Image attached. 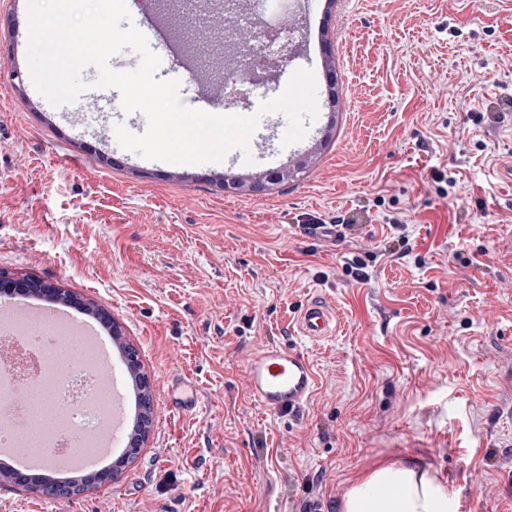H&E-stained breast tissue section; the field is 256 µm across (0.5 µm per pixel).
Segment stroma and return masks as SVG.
Returning a JSON list of instances; mask_svg holds the SVG:
<instances>
[{
  "label": "stroma",
  "mask_w": 512,
  "mask_h": 512,
  "mask_svg": "<svg viewBox=\"0 0 512 512\" xmlns=\"http://www.w3.org/2000/svg\"><path fill=\"white\" fill-rule=\"evenodd\" d=\"M246 0L265 25L299 9L315 25L260 92L317 72L308 140L282 144L277 113L252 164H139L116 139L143 134L117 89L52 107L27 66V0H0V282L36 279L95 302L140 356L153 391L187 374L202 404L154 403L146 445L121 477L67 499L0 486V512H340L353 477L422 457L448 482V512H512V0ZM225 10L196 25L182 0L132 12L157 79L197 103L195 71L240 67ZM335 84L317 45L329 30ZM291 181L253 177L299 156ZM451 178L440 190L437 174ZM241 186L226 194L224 180ZM347 225L335 243L311 224ZM408 224L399 244L391 219ZM368 278L343 273L347 257ZM313 300L335 336L289 329ZM290 344L319 388L292 415L251 400L257 345Z\"/></svg>",
  "instance_id": "1"
}]
</instances>
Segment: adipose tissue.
<instances>
[{
  "mask_svg": "<svg viewBox=\"0 0 512 512\" xmlns=\"http://www.w3.org/2000/svg\"><path fill=\"white\" fill-rule=\"evenodd\" d=\"M381 485L389 494L376 495ZM341 512H448V487L419 459L394 461L353 479Z\"/></svg>",
  "mask_w": 512,
  "mask_h": 512,
  "instance_id": "ef3b65f1",
  "label": "adipose tissue"
}]
</instances>
